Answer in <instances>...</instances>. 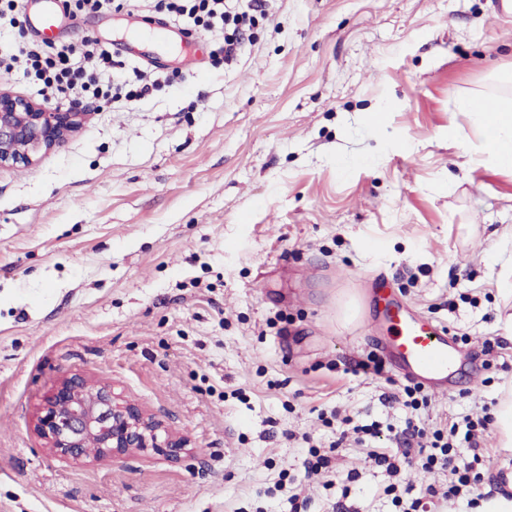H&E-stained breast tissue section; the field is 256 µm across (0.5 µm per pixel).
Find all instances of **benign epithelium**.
Instances as JSON below:
<instances>
[{
  "label": "benign epithelium",
  "instance_id": "benign-epithelium-1",
  "mask_svg": "<svg viewBox=\"0 0 512 512\" xmlns=\"http://www.w3.org/2000/svg\"><path fill=\"white\" fill-rule=\"evenodd\" d=\"M88 113L66 112L0 87V167H26L77 130ZM37 431L55 455L120 460L152 451L175 457L187 446L138 403L79 374L63 378L46 398Z\"/></svg>",
  "mask_w": 512,
  "mask_h": 512
}]
</instances>
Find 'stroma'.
I'll list each match as a JSON object with an SVG mask.
<instances>
[{
    "instance_id": "obj_1",
    "label": "stroma",
    "mask_w": 512,
    "mask_h": 512,
    "mask_svg": "<svg viewBox=\"0 0 512 512\" xmlns=\"http://www.w3.org/2000/svg\"><path fill=\"white\" fill-rule=\"evenodd\" d=\"M65 41H118L137 0ZM230 66L212 37L157 53L140 100L96 98L81 128L0 168V512H396L369 451H395L403 379L374 307L393 301L465 339L479 383L430 396L422 425L496 412L512 388V173L481 163L470 95L512 97V19L495 0H271ZM201 57L200 71L174 61ZM496 341L485 352V340ZM114 384L188 436L169 460L72 461L40 408L63 376ZM337 479H303L332 411ZM484 496L512 466L496 427ZM332 415L336 417V422H339V428L343 427V429L340 431V436L336 440V444H332L329 446V448H336L340 447V445L343 442V439L347 437L349 430H352V432L357 435L355 440L359 444H365L367 441H370L371 439L378 438L381 435V431L379 428V424L372 422L371 424H354L351 426L354 421L349 416L340 417V414L338 411H333ZM344 426H348L347 429H344Z\"/></svg>"
}]
</instances>
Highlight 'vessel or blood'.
<instances>
[{
  "label": "vessel or blood",
  "mask_w": 512,
  "mask_h": 512,
  "mask_svg": "<svg viewBox=\"0 0 512 512\" xmlns=\"http://www.w3.org/2000/svg\"><path fill=\"white\" fill-rule=\"evenodd\" d=\"M35 7L26 14V22L34 37L51 40L72 24L62 8L61 0H34ZM127 43L149 42L169 45L172 32L168 25L156 23L152 29L130 27ZM388 349L403 377L433 392H454L455 376L462 362L463 351L447 328L404 314L395 304L387 305Z\"/></svg>",
  "instance_id": "vessel-or-blood-1"
}]
</instances>
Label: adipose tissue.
I'll return each instance as SVG.
<instances>
[{
	"label": "adipose tissue",
	"instance_id": "adipose-tissue-1",
	"mask_svg": "<svg viewBox=\"0 0 512 512\" xmlns=\"http://www.w3.org/2000/svg\"><path fill=\"white\" fill-rule=\"evenodd\" d=\"M490 104V110H480L468 98L460 102L459 108L472 113L481 132L476 151L482 161L512 171V99L494 98Z\"/></svg>",
	"mask_w": 512,
	"mask_h": 512
}]
</instances>
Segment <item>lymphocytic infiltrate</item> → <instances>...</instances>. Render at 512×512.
Segmentation results:
<instances>
[{"label": "lymphocytic infiltrate", "mask_w": 512, "mask_h": 512, "mask_svg": "<svg viewBox=\"0 0 512 512\" xmlns=\"http://www.w3.org/2000/svg\"><path fill=\"white\" fill-rule=\"evenodd\" d=\"M150 10L168 14L185 30L203 29L224 31V60L232 62L241 55L246 45L245 31L252 27L253 10L261 0H249L246 9L237 11L226 0H144ZM9 69L37 77L42 86L41 96L55 94L71 96L92 94L103 77L114 67L110 51L99 41L87 38L78 43L56 45L31 41L8 54ZM402 404L412 414L405 420L402 431V454L375 452L370 460L375 466L385 468L392 481L385 488L391 495L398 512H420L424 499L451 502L474 489L483 480L480 441L488 430L490 419L464 418L450 429L433 431L421 426L413 413L427 406L428 397L420 386L408 385L403 389ZM417 465L425 471L441 469L448 473L446 490L429 485L414 489L413 485H398L404 468Z\"/></svg>", "instance_id": "lymphocytic-infiltrate-1"}]
</instances>
